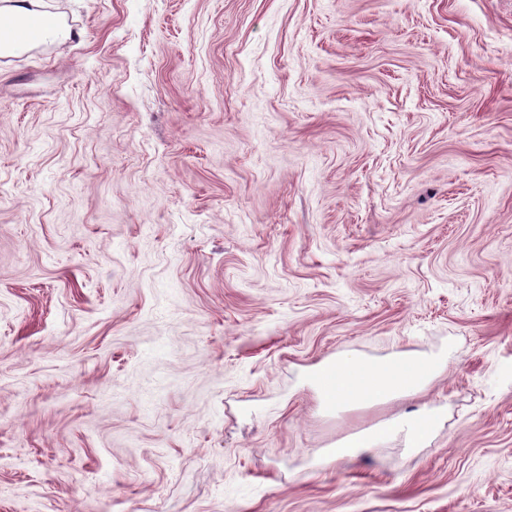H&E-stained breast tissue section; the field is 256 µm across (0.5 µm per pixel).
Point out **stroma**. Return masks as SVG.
Listing matches in <instances>:
<instances>
[{
  "mask_svg": "<svg viewBox=\"0 0 512 512\" xmlns=\"http://www.w3.org/2000/svg\"><path fill=\"white\" fill-rule=\"evenodd\" d=\"M0 56V512H512V0H40ZM450 350L351 463L336 354ZM446 420V406L423 403L416 409L375 423L360 435L337 442L332 455L336 461L354 462L391 442H397L404 451L412 453L423 448Z\"/></svg>",
  "mask_w": 512,
  "mask_h": 512,
  "instance_id": "obj_1",
  "label": "stroma"
}]
</instances>
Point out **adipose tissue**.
<instances>
[{
    "label": "adipose tissue",
    "mask_w": 512,
    "mask_h": 512,
    "mask_svg": "<svg viewBox=\"0 0 512 512\" xmlns=\"http://www.w3.org/2000/svg\"><path fill=\"white\" fill-rule=\"evenodd\" d=\"M19 27L26 28L33 39L56 33L55 23L33 14L26 0H14L11 7L0 10V44L14 40ZM447 368L446 355L433 353H400L375 363L341 355L335 361L315 366L307 384L317 393L320 408L326 414L373 408L396 400L418 403L416 409L379 421L362 434L337 442L332 451L334 459L352 462L391 442L409 453L424 447L445 423L447 409L421 402L420 397Z\"/></svg>",
    "instance_id": "obj_1"
}]
</instances>
